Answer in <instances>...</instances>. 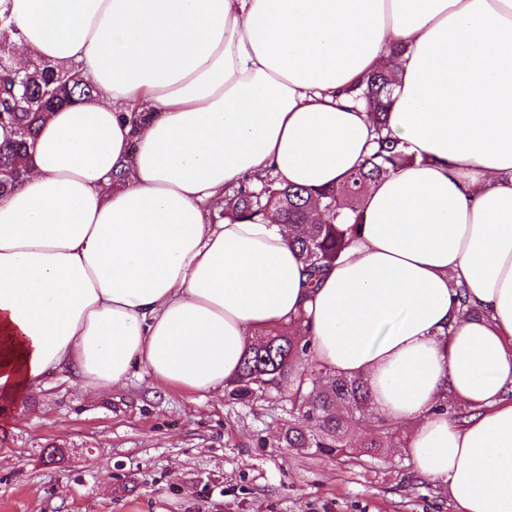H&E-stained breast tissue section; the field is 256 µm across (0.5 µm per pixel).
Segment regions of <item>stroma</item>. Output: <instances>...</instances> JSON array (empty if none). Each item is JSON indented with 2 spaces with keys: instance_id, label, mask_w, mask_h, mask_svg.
I'll use <instances>...</instances> for the list:
<instances>
[{
  "instance_id": "1",
  "label": "stroma",
  "mask_w": 512,
  "mask_h": 512,
  "mask_svg": "<svg viewBox=\"0 0 512 512\" xmlns=\"http://www.w3.org/2000/svg\"><path fill=\"white\" fill-rule=\"evenodd\" d=\"M283 403L233 404L146 368L86 394L55 370L0 410V512H457L404 448L350 466L280 447Z\"/></svg>"
}]
</instances>
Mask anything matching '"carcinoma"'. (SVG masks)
I'll use <instances>...</instances> for the list:
<instances>
[{"label":"carcinoma","mask_w":512,"mask_h":512,"mask_svg":"<svg viewBox=\"0 0 512 512\" xmlns=\"http://www.w3.org/2000/svg\"><path fill=\"white\" fill-rule=\"evenodd\" d=\"M14 26L0 6V124L12 136L0 143V195L14 189L24 177L21 159L35 144L40 124L49 113L97 93L83 81L77 65L54 66L35 59L24 69L13 66ZM395 75L374 71L362 81L357 99L375 117L376 149L337 186L312 190L267 177L259 191L241 186L224 199V215L251 220L269 214L302 229L292 245L298 250L308 282L314 283L346 247L339 225L345 212L359 211L367 188L413 160L400 141L383 134ZM288 394V424L279 443L284 448L312 451L338 460L353 458L356 448H397L395 433L369 406L367 385L359 378L326 374L316 363L310 340L290 327L264 336L261 346L243 356L237 378L227 391L230 401L253 402L265 395ZM438 409L456 423L473 413L465 404L445 396Z\"/></svg>","instance_id":"1"}]
</instances>
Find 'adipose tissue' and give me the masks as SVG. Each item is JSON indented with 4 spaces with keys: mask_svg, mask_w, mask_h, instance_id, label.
<instances>
[{
    "mask_svg": "<svg viewBox=\"0 0 512 512\" xmlns=\"http://www.w3.org/2000/svg\"><path fill=\"white\" fill-rule=\"evenodd\" d=\"M9 2L16 63L78 64L98 93L51 114L0 196V404L51 370L220 391L298 318L458 512H512V0ZM388 65L415 160L319 281L286 225L204 223L268 174L341 183L375 137L346 91ZM460 285L479 316L455 318ZM446 390L464 423L434 413Z\"/></svg>",
    "mask_w": 512,
    "mask_h": 512,
    "instance_id": "obj_1",
    "label": "adipose tissue"
}]
</instances>
